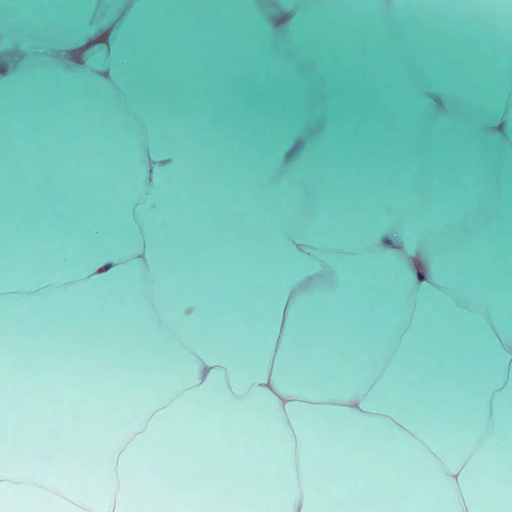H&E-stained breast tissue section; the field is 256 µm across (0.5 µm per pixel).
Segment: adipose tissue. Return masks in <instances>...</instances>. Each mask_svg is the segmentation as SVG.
I'll return each instance as SVG.
<instances>
[{
  "instance_id": "adipose-tissue-1",
  "label": "adipose tissue",
  "mask_w": 512,
  "mask_h": 512,
  "mask_svg": "<svg viewBox=\"0 0 512 512\" xmlns=\"http://www.w3.org/2000/svg\"><path fill=\"white\" fill-rule=\"evenodd\" d=\"M42 2L0 0V122L18 125L22 150L75 143L95 119L111 172L0 181V238L37 229L45 256L29 277L0 264V392H34L23 410L0 402V512H349L357 495L369 512H512V5L480 0L477 22L455 13L447 55L470 67L448 82L416 35L438 0ZM337 23L369 24L385 119L355 123L375 97L342 69L349 45L307 36ZM235 26L266 32L247 54L270 66L245 81L224 74ZM151 30L169 37L162 55L144 47ZM201 31L217 41L205 64L190 45ZM230 124L249 131L250 155L213 168ZM363 153L400 178L362 194L356 224L334 212L323 163ZM192 167L210 178L191 191ZM221 204L251 222L216 223ZM185 210L191 223L175 221ZM194 239L229 263L259 250L274 285L250 269L178 287ZM85 313L119 364L105 426L68 423L38 394L48 378L87 390L88 371L54 354ZM451 390L466 403L449 405ZM49 426L62 429L52 446ZM240 432L270 445L246 452ZM167 448L183 449L179 468Z\"/></svg>"
}]
</instances>
